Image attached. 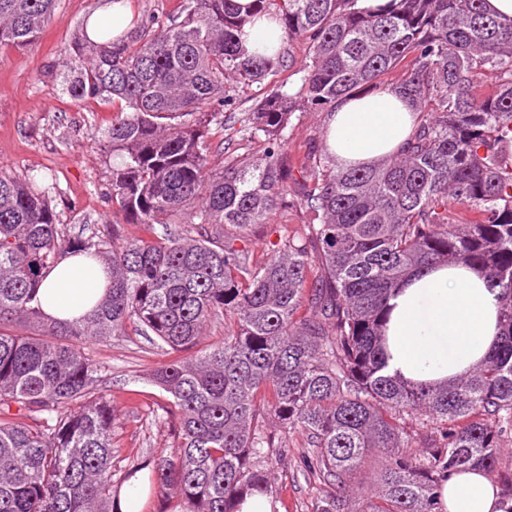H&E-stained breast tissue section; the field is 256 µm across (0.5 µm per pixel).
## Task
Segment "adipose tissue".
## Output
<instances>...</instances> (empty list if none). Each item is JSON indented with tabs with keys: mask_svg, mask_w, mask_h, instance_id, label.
Instances as JSON below:
<instances>
[{
	"mask_svg": "<svg viewBox=\"0 0 512 512\" xmlns=\"http://www.w3.org/2000/svg\"><path fill=\"white\" fill-rule=\"evenodd\" d=\"M415 112L397 90L339 100L328 120L327 148L343 167L368 166L396 154L413 131ZM101 265L65 256L44 277L38 296L46 319L86 315L105 292ZM496 293L486 277L462 264H438L410 278L389 300L385 331L389 374L441 384L468 375L499 334ZM443 512H507L484 472L451 471L439 483Z\"/></svg>",
	"mask_w": 512,
	"mask_h": 512,
	"instance_id": "obj_1",
	"label": "adipose tissue"
}]
</instances>
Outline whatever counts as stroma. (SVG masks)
<instances>
[{
	"instance_id": "obj_1",
	"label": "stroma",
	"mask_w": 512,
	"mask_h": 512,
	"mask_svg": "<svg viewBox=\"0 0 512 512\" xmlns=\"http://www.w3.org/2000/svg\"><path fill=\"white\" fill-rule=\"evenodd\" d=\"M95 0H59L39 38L23 50H0V172L34 179L48 188V201L62 230L111 236L112 152L104 132L111 104L78 101L65 91L59 62ZM324 112H295L287 128L288 151H305L327 125ZM306 221L296 205L279 207L268 223L253 226L249 246L262 258L280 236ZM116 423L112 444L118 474L145 457L169 451L171 425L155 410L161 391L151 382L167 357L146 336H115L98 345ZM276 512H308L314 495L296 461L276 474Z\"/></svg>"
}]
</instances>
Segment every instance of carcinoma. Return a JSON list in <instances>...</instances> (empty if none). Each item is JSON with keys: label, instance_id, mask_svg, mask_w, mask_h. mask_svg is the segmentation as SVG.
<instances>
[{"label": "carcinoma", "instance_id": "carcinoma-1", "mask_svg": "<svg viewBox=\"0 0 512 512\" xmlns=\"http://www.w3.org/2000/svg\"><path fill=\"white\" fill-rule=\"evenodd\" d=\"M484 2L179 0L133 31L88 14L62 56L66 92L115 107L113 223L151 237L66 236L45 192L0 173V512H114L115 419L91 347L131 332L169 355L152 382L173 444L154 457L150 490L175 496L177 512H240L271 493L290 433L316 485L311 512H442L453 470L512 486L500 469L512 440V20ZM57 3L0 0V49L34 43ZM261 17L273 44L250 51L242 36ZM297 39L295 68L284 53ZM229 80L265 85L237 129L263 138V154L216 171ZM386 88L418 117L402 150L344 168L312 148L292 187V115ZM289 197L309 223L255 259L253 225ZM67 254L102 262L106 292L84 318L50 322L37 292ZM439 263L485 274L502 335L467 377L412 384L385 373L388 300ZM38 319L42 333L18 330ZM221 321L223 341L202 347ZM375 456L372 488L356 486Z\"/></svg>", "mask_w": 512, "mask_h": 512}]
</instances>
